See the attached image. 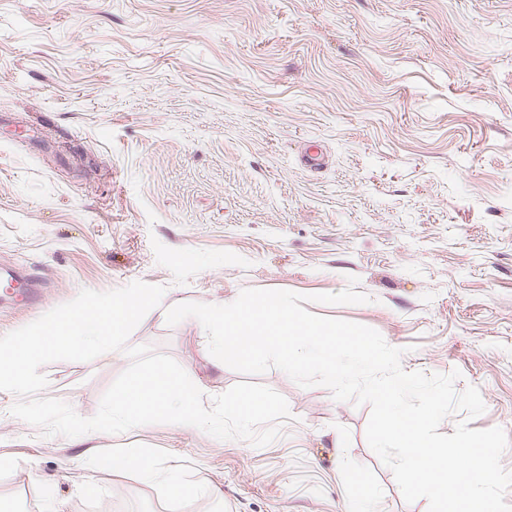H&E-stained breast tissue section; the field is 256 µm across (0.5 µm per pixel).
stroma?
<instances>
[{
    "instance_id": "1",
    "label": "stroma",
    "mask_w": 512,
    "mask_h": 512,
    "mask_svg": "<svg viewBox=\"0 0 512 512\" xmlns=\"http://www.w3.org/2000/svg\"><path fill=\"white\" fill-rule=\"evenodd\" d=\"M0 336L141 280L160 308L245 288L369 301L308 304L403 349L408 371L459 370L475 429L512 437V0H0ZM149 311L132 346L168 354L212 400L192 319ZM130 364L120 351L42 366L82 417ZM288 401L272 443L173 424L94 432L217 486L180 512H344L358 470L383 512L405 502L366 440L370 408L256 376ZM0 391V512H168L163 483L95 472ZM99 491L90 499L86 483Z\"/></svg>"
}]
</instances>
